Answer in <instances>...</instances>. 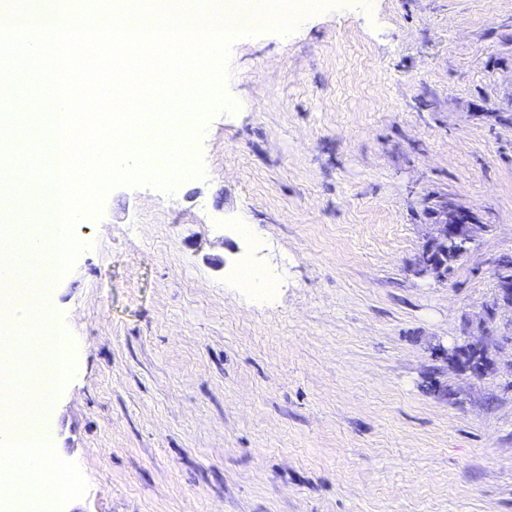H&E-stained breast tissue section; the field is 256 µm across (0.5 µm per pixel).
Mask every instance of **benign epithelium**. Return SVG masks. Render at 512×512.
Instances as JSON below:
<instances>
[{"mask_svg":"<svg viewBox=\"0 0 512 512\" xmlns=\"http://www.w3.org/2000/svg\"><path fill=\"white\" fill-rule=\"evenodd\" d=\"M431 215V232L415 257L411 271L423 278L442 281L445 276L441 272L438 260L448 258L457 242H476L485 225L479 222L477 215L470 208L446 197L438 198Z\"/></svg>","mask_w":512,"mask_h":512,"instance_id":"7a95c632","label":"benign epithelium"}]
</instances>
